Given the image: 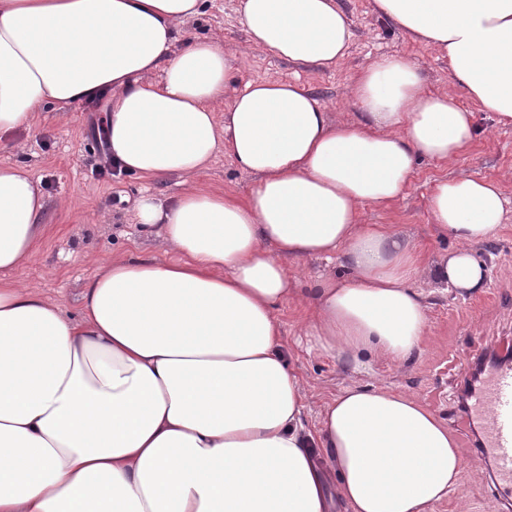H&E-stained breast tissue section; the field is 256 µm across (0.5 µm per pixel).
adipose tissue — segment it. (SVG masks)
Wrapping results in <instances>:
<instances>
[{
    "mask_svg": "<svg viewBox=\"0 0 512 512\" xmlns=\"http://www.w3.org/2000/svg\"><path fill=\"white\" fill-rule=\"evenodd\" d=\"M372 3L512 124V0ZM239 4L250 48L317 70L355 37L337 0ZM203 8L0 0V132L31 125L41 105L67 112L101 97L121 171L188 182L174 200L135 205L174 259L112 260L85 281L79 319L0 280V512H430L463 471L447 426L414 396L351 385L306 430L276 310L293 283L286 259L336 256L343 272L313 289L308 335L356 368L419 351L428 317L414 278L425 269L443 288H483L475 248L502 227V188L436 183L431 217L455 247L428 265L360 210L399 199L420 159L466 153L475 115L385 54L352 82L350 121L279 79L247 84L216 117L229 55L178 40ZM220 153L255 176L247 198L190 185ZM44 209L39 178L0 163V271L30 257Z\"/></svg>",
    "mask_w": 512,
    "mask_h": 512,
    "instance_id": "adipose-tissue-1",
    "label": "adipose tissue"
}]
</instances>
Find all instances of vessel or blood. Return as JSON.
Returning a JSON list of instances; mask_svg holds the SVG:
<instances>
[{
    "label": "vessel or blood",
    "instance_id": "obj_1",
    "mask_svg": "<svg viewBox=\"0 0 512 512\" xmlns=\"http://www.w3.org/2000/svg\"><path fill=\"white\" fill-rule=\"evenodd\" d=\"M468 411L481 425V446L490 453L502 489L512 490V363L495 365L468 397Z\"/></svg>",
    "mask_w": 512,
    "mask_h": 512
}]
</instances>
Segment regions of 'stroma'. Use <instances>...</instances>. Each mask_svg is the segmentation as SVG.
Instances as JSON below:
<instances>
[{
    "label": "stroma",
    "mask_w": 512,
    "mask_h": 512,
    "mask_svg": "<svg viewBox=\"0 0 512 512\" xmlns=\"http://www.w3.org/2000/svg\"><path fill=\"white\" fill-rule=\"evenodd\" d=\"M339 3L352 23L355 40L332 70H313L269 52L249 49L238 0H207L202 15L182 25L180 35L223 44L232 62L227 95H234L251 81H294L309 90L336 120L353 117L356 107L349 98L350 84L380 54L404 55L420 68L430 89L464 98L447 59L380 19L371 0ZM102 114V108L90 103L79 104L63 116L45 106L36 113L32 127L0 134V162L32 170L41 180L46 201L40 243L22 266L7 272L6 278L57 301L73 319L81 314L84 282L112 257L171 259V252L156 233L134 224L133 207L144 193L169 199L182 190L181 180L175 176L97 178L94 170L105 155L99 151L91 129ZM476 117L481 133L467 153L446 163L420 160L404 195L387 205L365 206L362 223L388 224L403 231L428 262L453 245L431 218L429 199L438 181L461 173L497 181L512 199V125L499 124L481 109ZM195 184L244 199L253 178L221 155ZM477 253L487 269L486 284L478 292L445 290L424 276L415 281L427 307V338L420 351L402 365L376 364L366 371L352 372L343 359L313 348L305 336L311 306L291 297L276 311L283 348L307 391L303 422L308 429L318 427L324 402L354 383L416 396L448 426L458 442L463 478L458 490L430 512H512V494L498 489L492 459L474 446L480 427L467 419L461 408V396L467 380L473 377L477 357L497 352L500 345L512 341V211L498 235L478 247Z\"/></svg>",
    "instance_id": "1"
}]
</instances>
